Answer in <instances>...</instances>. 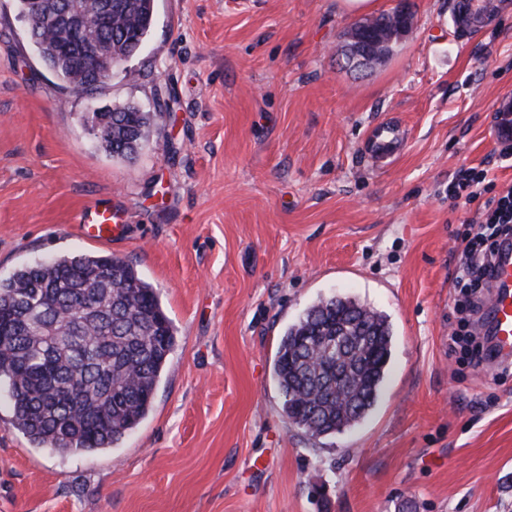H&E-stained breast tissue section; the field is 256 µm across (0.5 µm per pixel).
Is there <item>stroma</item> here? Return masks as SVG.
I'll list each match as a JSON object with an SVG mask.
<instances>
[{"label": "stroma", "mask_w": 512, "mask_h": 512, "mask_svg": "<svg viewBox=\"0 0 512 512\" xmlns=\"http://www.w3.org/2000/svg\"><path fill=\"white\" fill-rule=\"evenodd\" d=\"M366 71L338 57V0H156L141 50L93 98L43 63L0 0V276L60 253L135 262L176 345L153 408L103 453L61 456L10 424L0 390V512H512V377L450 336L455 238L484 197L448 202L463 169L512 185V0L457 38L452 0ZM151 115L135 160L100 148L90 106ZM91 204L122 214L78 238ZM387 316L372 411L314 438L282 411L274 363L322 298ZM76 223L81 239L112 244V239L117 237L114 233V227H117V213L111 209L87 206L77 217Z\"/></svg>", "instance_id": "1"}]
</instances>
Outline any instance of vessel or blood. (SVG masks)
<instances>
[{
	"label": "vessel or blood",
	"mask_w": 512,
	"mask_h": 512,
	"mask_svg": "<svg viewBox=\"0 0 512 512\" xmlns=\"http://www.w3.org/2000/svg\"><path fill=\"white\" fill-rule=\"evenodd\" d=\"M117 214L91 205L76 219L81 239L111 243ZM481 331L489 338L488 366L512 363V243H503L495 257L489 297L481 319Z\"/></svg>",
	"instance_id": "vessel-or-blood-1"
}]
</instances>
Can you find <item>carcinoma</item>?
I'll return each instance as SVG.
<instances>
[{
	"instance_id": "obj_1",
	"label": "carcinoma",
	"mask_w": 512,
	"mask_h": 512,
	"mask_svg": "<svg viewBox=\"0 0 512 512\" xmlns=\"http://www.w3.org/2000/svg\"><path fill=\"white\" fill-rule=\"evenodd\" d=\"M21 15L42 18L35 35L43 62L77 90L86 72L59 51L67 29L55 5L89 21L97 37V0H16ZM108 23L112 59L132 56L150 32L155 0H116ZM399 13L355 23L341 49L350 69L353 38L370 31L372 55L385 62L401 41ZM150 115L127 107L95 134L110 156L133 159ZM362 344L345 352L322 344L340 323ZM176 334L158 295L129 260L84 253L23 264L0 278V386L10 400L12 426L31 444L56 453L115 448L152 409ZM387 317L350 297L321 299L281 338L274 373L282 411L312 437L329 436L363 419L374 407L390 357Z\"/></svg>"
}]
</instances>
